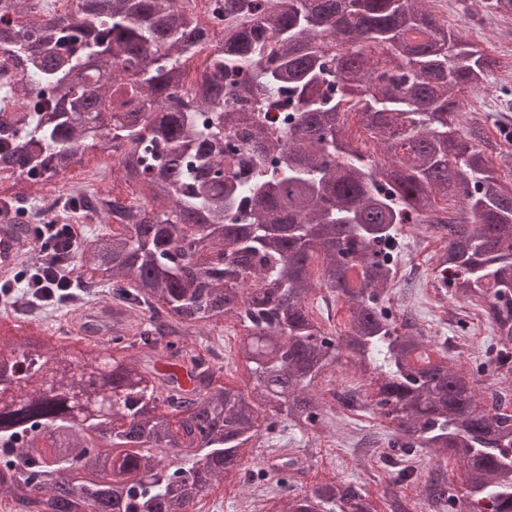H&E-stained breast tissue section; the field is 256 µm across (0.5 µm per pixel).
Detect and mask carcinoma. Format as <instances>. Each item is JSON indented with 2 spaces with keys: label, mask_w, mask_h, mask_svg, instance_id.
Returning <instances> with one entry per match:
<instances>
[{
  "label": "carcinoma",
  "mask_w": 512,
  "mask_h": 512,
  "mask_svg": "<svg viewBox=\"0 0 512 512\" xmlns=\"http://www.w3.org/2000/svg\"><path fill=\"white\" fill-rule=\"evenodd\" d=\"M28 2L0 0V69L22 71L0 83V166L51 178L94 148L150 200L78 201L118 228L73 254L93 299L133 310L137 339L117 319L103 353L3 336L0 487L21 512H194L263 435L323 429L338 402L389 422L403 455L461 463L466 492L432 477L428 507L512 512V399L426 354L432 337L395 311L390 263L399 225L438 230L443 285L492 326L487 370L512 373V186L490 167L484 125L460 130L463 97L504 61L448 32L440 0H76V15L35 24ZM478 2L479 15L512 17V0ZM279 93L285 141L262 116ZM342 112L360 115L380 161L349 146ZM1 211L33 234L18 196ZM319 289L348 304L343 331L310 313ZM226 318L247 336L245 393L200 357ZM160 349L187 363L191 390L151 365ZM342 364L374 400L324 392ZM296 470L280 455V491ZM382 508L413 512L390 484L334 482L282 512Z\"/></svg>",
  "instance_id": "carcinoma-1"
}]
</instances>
